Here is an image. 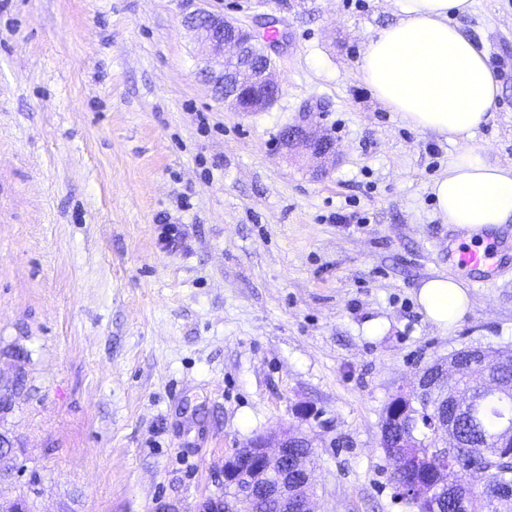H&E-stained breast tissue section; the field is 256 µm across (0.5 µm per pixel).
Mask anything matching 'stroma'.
I'll list each match as a JSON object with an SVG mask.
<instances>
[{
  "instance_id": "35a3bbf8",
  "label": "stroma",
  "mask_w": 512,
  "mask_h": 512,
  "mask_svg": "<svg viewBox=\"0 0 512 512\" xmlns=\"http://www.w3.org/2000/svg\"><path fill=\"white\" fill-rule=\"evenodd\" d=\"M403 0H0V436L36 512H198L225 457L285 429L312 441L313 512H408L381 424L463 348L512 350V263L459 267L433 183L474 149L512 165V0H473L501 97L468 135L412 127L360 78ZM279 19L282 93L227 106L184 16ZM320 101L338 161L277 152ZM365 214L363 224L330 213ZM183 237L161 243L164 225ZM470 299L441 327L417 293ZM417 301L428 320L446 327L462 320L469 307L465 283L446 274L425 281L418 291Z\"/></svg>"
}]
</instances>
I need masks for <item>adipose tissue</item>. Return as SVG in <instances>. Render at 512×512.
<instances>
[{
  "label": "adipose tissue",
  "instance_id": "1",
  "mask_svg": "<svg viewBox=\"0 0 512 512\" xmlns=\"http://www.w3.org/2000/svg\"><path fill=\"white\" fill-rule=\"evenodd\" d=\"M472 0H406L403 16L369 40L360 75L377 99L413 127L463 136L486 124L501 94L487 55L453 17ZM446 223L480 236L512 222V166L472 149L458 154L432 186ZM417 301L431 322L448 326L469 307L465 283L440 274L420 287Z\"/></svg>",
  "mask_w": 512,
  "mask_h": 512
}]
</instances>
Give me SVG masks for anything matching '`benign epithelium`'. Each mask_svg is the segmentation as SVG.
Wrapping results in <instances>:
<instances>
[{
  "mask_svg": "<svg viewBox=\"0 0 512 512\" xmlns=\"http://www.w3.org/2000/svg\"><path fill=\"white\" fill-rule=\"evenodd\" d=\"M185 26L201 38L213 64L212 76L227 87L224 100L238 112H264L272 108L280 95L279 73L272 53L278 44H261L257 32L239 25L234 19L200 9L185 16ZM320 106L306 102L299 108V120L283 130L281 153L301 154L308 158L313 172L322 175L328 164L336 159L335 143L326 129L314 120L313 113ZM459 372L454 360L447 366H438L436 378L428 382L418 379L421 398L427 400L438 394L454 395L459 401L469 400L470 394L455 390ZM399 422L406 424L410 434L400 439L408 447L415 439L421 424L419 406L405 401L404 392L391 400ZM443 442L437 454L455 455L460 447L453 427L438 428ZM298 433L288 429L274 436H261L225 458L220 474V491L201 502L200 512H251L250 501L256 490H261L277 504L279 512L288 510V455L289 442ZM0 512H31L30 502L24 497L10 500L0 498Z\"/></svg>",
  "mask_w": 512,
  "mask_h": 512,
  "instance_id": "obj_1",
  "label": "benign epithelium"
}]
</instances>
